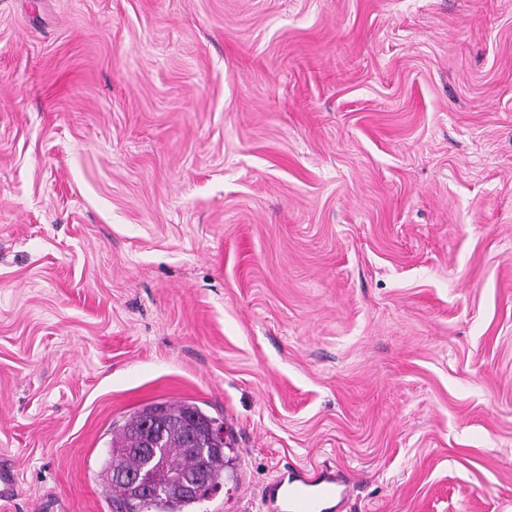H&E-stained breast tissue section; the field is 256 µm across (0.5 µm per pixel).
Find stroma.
Masks as SVG:
<instances>
[{
	"instance_id": "stroma-1",
	"label": "stroma",
	"mask_w": 512,
	"mask_h": 512,
	"mask_svg": "<svg viewBox=\"0 0 512 512\" xmlns=\"http://www.w3.org/2000/svg\"><path fill=\"white\" fill-rule=\"evenodd\" d=\"M182 398L198 512H512V0H0L8 512ZM348 496L349 490L341 488L335 477L300 468L287 470L267 487L263 502L268 512H332L336 500Z\"/></svg>"
}]
</instances>
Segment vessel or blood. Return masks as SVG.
I'll return each instance as SVG.
<instances>
[{"mask_svg": "<svg viewBox=\"0 0 512 512\" xmlns=\"http://www.w3.org/2000/svg\"><path fill=\"white\" fill-rule=\"evenodd\" d=\"M348 495L335 477L300 468L267 487L263 502L267 512H334Z\"/></svg>", "mask_w": 512, "mask_h": 512, "instance_id": "vessel-or-blood-1", "label": "vessel or blood"}]
</instances>
